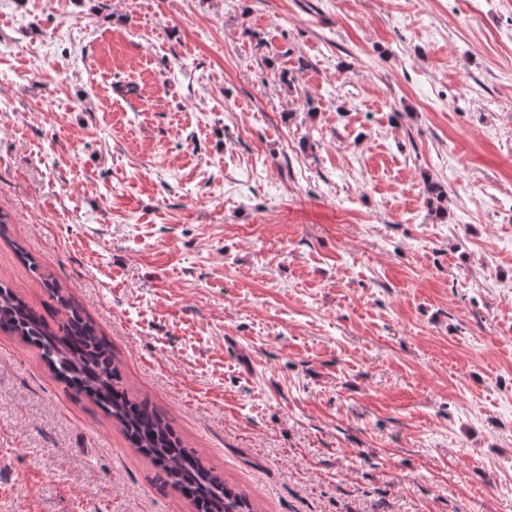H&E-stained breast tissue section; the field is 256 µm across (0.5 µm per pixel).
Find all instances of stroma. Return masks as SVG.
Instances as JSON below:
<instances>
[{
  "instance_id": "1",
  "label": "stroma",
  "mask_w": 512,
  "mask_h": 512,
  "mask_svg": "<svg viewBox=\"0 0 512 512\" xmlns=\"http://www.w3.org/2000/svg\"><path fill=\"white\" fill-rule=\"evenodd\" d=\"M28 253L255 512H512V0H0ZM0 512H195L0 330Z\"/></svg>"
}]
</instances>
